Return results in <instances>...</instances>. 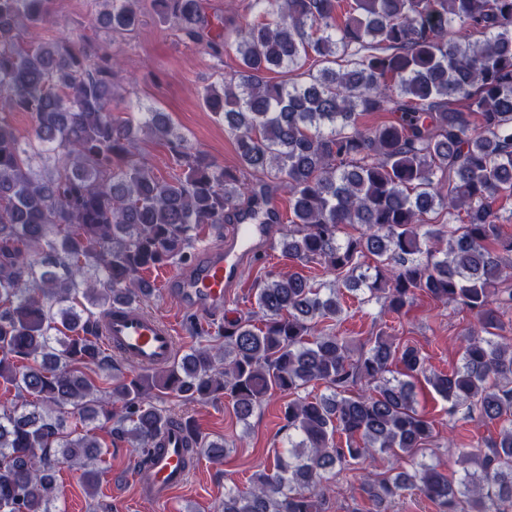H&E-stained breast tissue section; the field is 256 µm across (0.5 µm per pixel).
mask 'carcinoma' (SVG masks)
<instances>
[{
	"instance_id": "1",
	"label": "carcinoma",
	"mask_w": 512,
	"mask_h": 512,
	"mask_svg": "<svg viewBox=\"0 0 512 512\" xmlns=\"http://www.w3.org/2000/svg\"><path fill=\"white\" fill-rule=\"evenodd\" d=\"M49 0H0V512H60L56 470L97 490L105 468L93 424L131 439L138 465L184 433V465L224 462V440L197 433L153 402L224 399L245 422L267 397L288 395V455L224 492L220 512H326L323 474L378 455L410 458L360 489L378 508L417 491L439 512H512V233L496 208L512 195V0H249L234 43L211 37L202 0H151L155 12L237 69L204 100L224 119L239 167L189 145L162 112L116 102L118 55L97 60L84 36L44 37ZM94 22L123 37L142 24L137 0H102ZM275 72L281 79L273 80ZM27 112V141L9 116ZM389 112L366 127L359 117ZM142 127L165 141L175 172L159 178L134 158ZM291 216L284 254L334 282L294 271L258 281L252 315L224 321L201 344L127 378L123 356L100 345L113 306L155 292L151 268L192 259L199 233L227 218L281 224L270 185ZM401 315L418 295L468 309L476 328L460 365L429 370L412 343L384 330L362 349L321 327L339 321L336 282ZM424 379L457 421L500 424L488 452L456 447L457 481L417 462L433 421L417 408ZM323 383L329 393L298 395ZM71 418L83 423L68 426Z\"/></svg>"
}]
</instances>
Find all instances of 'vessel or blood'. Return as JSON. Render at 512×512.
<instances>
[{
	"label": "vessel or blood",
	"instance_id": "b4317fda",
	"mask_svg": "<svg viewBox=\"0 0 512 512\" xmlns=\"http://www.w3.org/2000/svg\"><path fill=\"white\" fill-rule=\"evenodd\" d=\"M267 238L266 225L234 226L230 243L200 254L195 264L171 277L174 298L208 318L223 314L231 299V288L238 285L242 264L258 253L259 243ZM101 334L106 347L120 352L142 369L169 364L175 356V326L137 307L121 305L108 312ZM183 456V436L179 431H171L164 447L153 454L146 471L138 474L139 485L149 489L153 502L169 503L186 483L188 473L182 464Z\"/></svg>",
	"mask_w": 512,
	"mask_h": 512
}]
</instances>
